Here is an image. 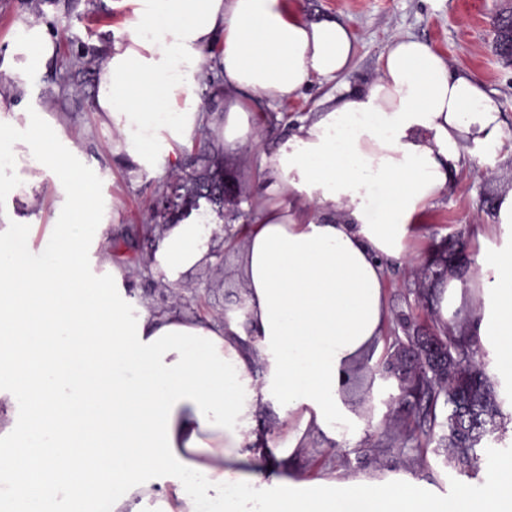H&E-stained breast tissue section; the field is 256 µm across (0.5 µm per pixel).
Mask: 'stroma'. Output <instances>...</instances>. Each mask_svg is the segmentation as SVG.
Listing matches in <instances>:
<instances>
[{"label": "stroma", "instance_id": "35a3bbf8", "mask_svg": "<svg viewBox=\"0 0 512 512\" xmlns=\"http://www.w3.org/2000/svg\"><path fill=\"white\" fill-rule=\"evenodd\" d=\"M288 4L310 15L334 17L351 29L355 54L346 81L373 75L390 38L401 33L422 40L445 54L452 65L474 73L502 113L507 140L490 151L476 150L454 173L440 201L422 212L420 235L409 244L410 256L387 268V300L392 314L405 312L418 324L434 326L432 308L414 294L431 244L443 238L457 240L464 244L468 257H475L474 229L493 223L489 202L496 199L501 187L512 183V62L499 56L494 26L497 17L512 12V0H288ZM130 10L129 0H0V57L16 37L19 20L34 18L57 35L56 54L32 79L26 104L54 111L65 135L82 150L86 165L107 171L102 195L113 210L110 236L113 241L131 245L136 296L158 309L172 308L188 317L208 316L220 322L225 307L242 300L245 235L239 234L231 245L223 237L213 238L210 260L191 275L188 287L160 282L149 268L155 239L139 234L138 229L158 224L156 199L171 174L165 171L143 176L136 183L129 181L121 161L108 151L111 131L100 125L92 110L97 44L120 32ZM331 88L330 82L312 79L298 98L257 113L259 145L249 150H219L224 171L234 181L236 202L220 213L201 205L207 222L236 228L247 224V206L261 188L263 152L297 119L315 111ZM387 351V346H372L355 367L357 385L345 392L354 407L369 413L368 425L359 430L357 447L350 449L322 436L313 437L307 455L299 462L300 472L310 477L329 468L345 473L408 471L444 493L489 485L498 459L512 454L511 435L485 457L473 478L446 466L444 453L436 445H428L421 454L384 446L390 435L383 425L386 412L402 411L398 404L386 407L388 385L374 376Z\"/></svg>", "mask_w": 512, "mask_h": 512}]
</instances>
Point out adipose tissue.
I'll list each match as a JSON object with an SVG mask.
<instances>
[{
    "label": "adipose tissue",
    "mask_w": 512,
    "mask_h": 512,
    "mask_svg": "<svg viewBox=\"0 0 512 512\" xmlns=\"http://www.w3.org/2000/svg\"><path fill=\"white\" fill-rule=\"evenodd\" d=\"M100 46L92 108L132 181L176 160L208 119L197 93L208 64L223 77L217 145L257 142L254 115L336 79L354 37L288 0H131ZM6 59L22 89L56 37L22 21ZM506 136L470 72L410 36H393L376 73L344 84L264 155L249 208L244 305L223 322L151 308L112 252V218L86 166L45 110L0 123V512H512V455L489 487L441 495L406 472L303 478L311 435L339 438L362 418L342 378L384 337L387 263L417 214L445 192L473 147ZM58 188L37 259L28 210L47 176ZM26 208H16V200ZM498 221L477 230L479 266L438 287L440 324L491 345L512 379V186ZM214 225L166 226L151 269L170 285L210 258ZM497 250H486L489 237ZM268 412L277 429L258 431Z\"/></svg>",
    "instance_id": "1"
}]
</instances>
